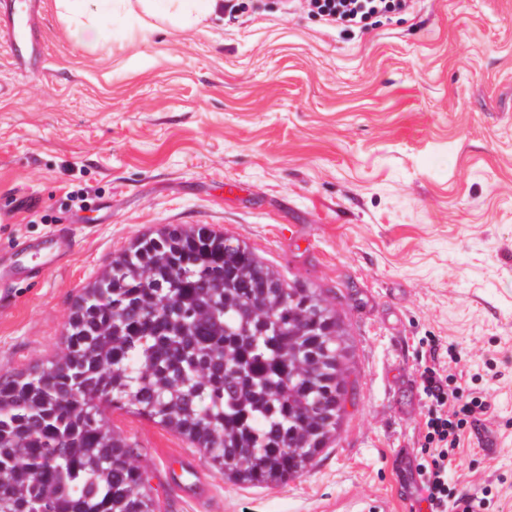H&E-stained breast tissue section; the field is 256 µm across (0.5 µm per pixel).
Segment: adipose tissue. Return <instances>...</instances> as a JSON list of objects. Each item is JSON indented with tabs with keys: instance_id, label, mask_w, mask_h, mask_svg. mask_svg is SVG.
Instances as JSON below:
<instances>
[{
	"instance_id": "adipose-tissue-1",
	"label": "adipose tissue",
	"mask_w": 512,
	"mask_h": 512,
	"mask_svg": "<svg viewBox=\"0 0 512 512\" xmlns=\"http://www.w3.org/2000/svg\"><path fill=\"white\" fill-rule=\"evenodd\" d=\"M57 4L74 35L80 34L89 22L118 15L144 22L163 21L174 29L194 28L221 6L220 0H57Z\"/></svg>"
}]
</instances>
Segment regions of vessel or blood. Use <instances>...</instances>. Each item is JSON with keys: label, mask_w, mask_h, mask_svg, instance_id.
Here are the masks:
<instances>
[{"label": "vessel or blood", "mask_w": 512, "mask_h": 512, "mask_svg": "<svg viewBox=\"0 0 512 512\" xmlns=\"http://www.w3.org/2000/svg\"><path fill=\"white\" fill-rule=\"evenodd\" d=\"M0 42L8 46L16 64L39 71L42 22L35 0H0ZM72 250L70 238L57 235L39 243L23 242L13 248L9 265H0V280L36 281Z\"/></svg>", "instance_id": "1"}]
</instances>
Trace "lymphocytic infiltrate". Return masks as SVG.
I'll use <instances>...</instances> for the list:
<instances>
[{
  "mask_svg": "<svg viewBox=\"0 0 512 512\" xmlns=\"http://www.w3.org/2000/svg\"><path fill=\"white\" fill-rule=\"evenodd\" d=\"M299 9L350 31L367 32L375 19L408 12L413 0H296ZM420 388L426 413L416 474L430 512H477L482 502L448 487V472L465 433L491 410L486 396L472 391L458 372L455 346L426 337Z\"/></svg>",
  "mask_w": 512,
  "mask_h": 512,
  "instance_id": "f902f5d3",
  "label": "lymphocytic infiltrate"
}]
</instances>
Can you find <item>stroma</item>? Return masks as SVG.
Returning a JSON list of instances; mask_svg holds the SVG:
<instances>
[{
  "instance_id": "stroma-1",
  "label": "stroma",
  "mask_w": 512,
  "mask_h": 512,
  "mask_svg": "<svg viewBox=\"0 0 512 512\" xmlns=\"http://www.w3.org/2000/svg\"><path fill=\"white\" fill-rule=\"evenodd\" d=\"M235 19L70 36L40 0L42 74L0 47V259L66 228L73 256L0 286V374L60 352L82 288L136 237L207 224L285 278L324 290L357 380L332 448L272 487L224 478L204 452L135 413L156 512H404L423 441L421 340L457 345L487 395L486 454L464 437L455 492L512 512V0H416L349 34L239 0ZM87 191L90 209L68 194Z\"/></svg>"
}]
</instances>
